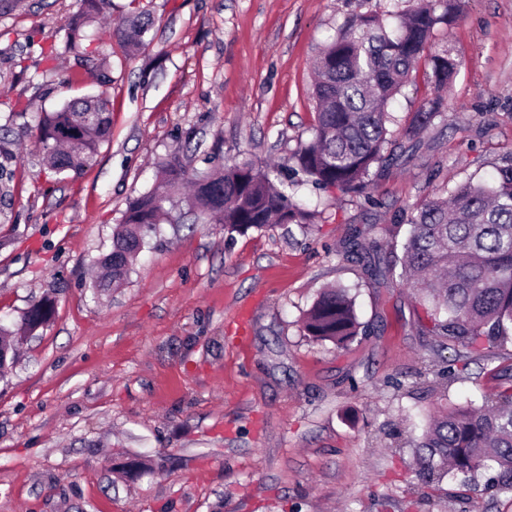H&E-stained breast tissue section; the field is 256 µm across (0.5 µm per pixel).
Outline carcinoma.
<instances>
[{
    "instance_id": "carcinoma-1",
    "label": "carcinoma",
    "mask_w": 512,
    "mask_h": 512,
    "mask_svg": "<svg viewBox=\"0 0 512 512\" xmlns=\"http://www.w3.org/2000/svg\"><path fill=\"white\" fill-rule=\"evenodd\" d=\"M108 2L79 0L67 41L79 39L84 25L99 20ZM450 11L448 0H417L398 16L393 32L378 14L356 15L338 29L317 62L315 124L310 139L292 155L295 172L319 188H337L378 205L368 192L373 180L394 161L413 155L421 131L433 120H448L447 102L438 90L454 78L460 61L449 48L431 50L430 39ZM149 28L150 19L138 13L114 28L113 35L124 46L138 47ZM423 56L430 67L427 80L437 93L412 113L402 143L391 139L388 105ZM36 129L50 172L77 175L111 137L108 100L96 95L67 101L38 116ZM273 173L250 159L191 173L179 153L170 154L160 181L129 201L114 228L97 287L108 290L127 279L146 237L168 220L172 192L186 180L193 186L186 199L189 210L216 216L230 237L271 224H313L316 213L295 201L289 184L276 186ZM397 222L408 229L402 243L394 236L388 242L392 260L384 275L398 276L413 291L431 335L475 351L512 342V151L491 179H469L446 198H419L398 214ZM378 249L379 241L356 230L344 255L361 258ZM52 313L49 301L34 303L21 317L20 330L36 332ZM303 329L315 341L350 345L361 332L353 298L343 288L324 290L305 313ZM15 352L12 332L0 326V375L13 364ZM507 380L480 406L440 403L428 414L422 434L412 440L421 487L436 491L450 473L472 479L495 470L499 490L512 492V374Z\"/></svg>"
}]
</instances>
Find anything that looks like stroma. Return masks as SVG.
<instances>
[{
    "label": "stroma",
    "mask_w": 512,
    "mask_h": 512,
    "mask_svg": "<svg viewBox=\"0 0 512 512\" xmlns=\"http://www.w3.org/2000/svg\"><path fill=\"white\" fill-rule=\"evenodd\" d=\"M413 4L139 0L152 28L132 54L111 35L130 0H110L73 45L77 0L0 7V114L14 116L0 133V325L16 328L41 299L54 306L0 376V512H512L487 474L448 475L420 498L407 446L439 397L495 393L512 347L476 353L425 334L406 286L343 255L353 231L380 236L400 207L488 176L512 150V0H453L436 26L433 48L460 61L448 120L375 182L378 206L305 184L296 197L317 211L312 229L230 238L177 199L125 283L93 286L162 158L287 168L311 136L323 46L353 15ZM427 69L420 60L390 106L396 135L434 93ZM103 91L110 141L79 175H50L36 116ZM335 285L366 330L345 349L302 328ZM132 460L147 469L130 478Z\"/></svg>",
    "instance_id": "35a3bbf8"
}]
</instances>
